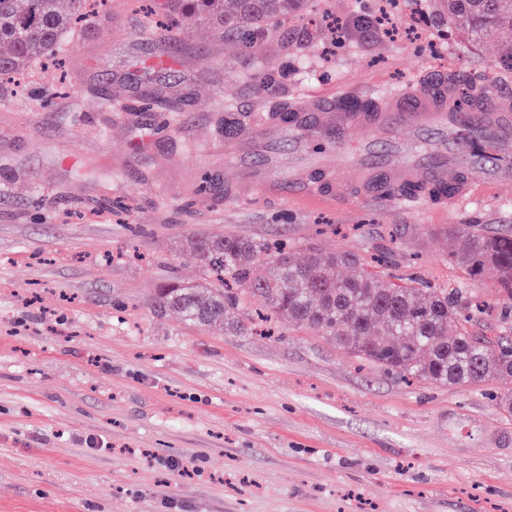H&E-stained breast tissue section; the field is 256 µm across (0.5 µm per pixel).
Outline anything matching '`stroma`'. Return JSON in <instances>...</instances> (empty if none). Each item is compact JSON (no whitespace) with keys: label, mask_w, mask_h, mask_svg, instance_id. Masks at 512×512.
I'll return each mask as SVG.
<instances>
[{"label":"stroma","mask_w":512,"mask_h":512,"mask_svg":"<svg viewBox=\"0 0 512 512\" xmlns=\"http://www.w3.org/2000/svg\"><path fill=\"white\" fill-rule=\"evenodd\" d=\"M311 3L325 25L285 20L248 58L214 25L172 43L111 0L65 68L0 88V512H512V415L496 404L512 377L407 384L285 318L264 336L154 309L163 282L202 275L185 238L282 239L296 261L390 254L488 302L474 335L512 337L494 274L469 279L448 233L512 234V184L412 211L243 185L228 112L284 165L293 149L264 128L297 100L381 98L441 72L512 99L495 35H444L426 0L390 9L389 36L349 26L385 0ZM147 91L166 112L128 111Z\"/></svg>","instance_id":"obj_1"}]
</instances>
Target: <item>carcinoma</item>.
<instances>
[{
  "label": "carcinoma",
  "mask_w": 512,
  "mask_h": 512,
  "mask_svg": "<svg viewBox=\"0 0 512 512\" xmlns=\"http://www.w3.org/2000/svg\"><path fill=\"white\" fill-rule=\"evenodd\" d=\"M155 12L165 15L158 26L170 39L185 34L196 22L224 29L244 56L253 55L271 27L291 16L307 15L308 0H153ZM87 0H0V82L31 71L57 55L66 41L97 24L99 12L86 9ZM448 16V25L468 42L477 44L496 29L509 52L495 67L512 71V26L501 21L512 15V0H444L434 5ZM459 239L450 260L476 280L492 268L499 293L512 300V236H488L452 227ZM181 252L206 260L204 276L196 283L169 281L155 304L173 309L193 326L221 323L243 327L239 295L259 299L277 315L312 327L356 357L392 376L434 385L467 386L512 375V342L491 344L473 335L468 326L480 305L454 288H426L412 276H383L365 270L356 278L342 269L360 263L350 251L309 252L295 263L288 245H269L238 237L191 236ZM460 332L447 337L448 321Z\"/></svg>",
  "instance_id": "1"
}]
</instances>
